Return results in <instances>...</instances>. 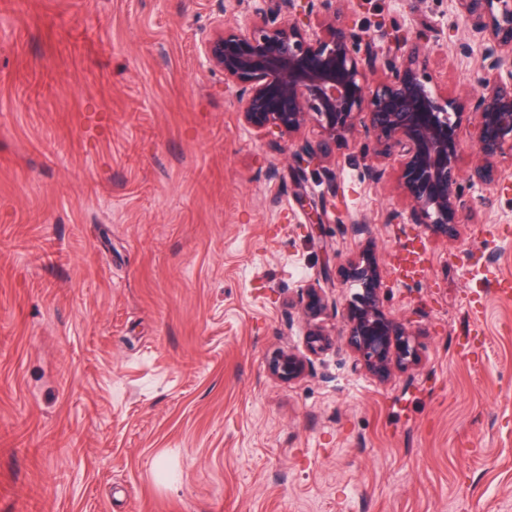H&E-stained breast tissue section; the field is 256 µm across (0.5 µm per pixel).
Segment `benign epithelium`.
<instances>
[{
  "instance_id": "benign-epithelium-1",
  "label": "benign epithelium",
  "mask_w": 512,
  "mask_h": 512,
  "mask_svg": "<svg viewBox=\"0 0 512 512\" xmlns=\"http://www.w3.org/2000/svg\"><path fill=\"white\" fill-rule=\"evenodd\" d=\"M469 32L485 44L483 70L494 75L464 97L442 94L427 71L428 51L419 39L391 38L381 57L368 36L346 26L348 0H257L247 27L224 19L201 41L202 63L224 72L238 88L242 123L262 135L288 141L294 170H336V142L363 134L376 155L402 157L401 190L411 220L449 239L469 210L459 180V128L474 129L476 160L469 182L491 184L503 175L499 158L512 153V0H456ZM383 65L385 78L372 80ZM313 142L297 140L308 125ZM343 277L361 287L346 313L347 343L355 368L380 382L419 362L413 322L387 315L378 265L351 262ZM290 308L306 327V353L280 350L268 359L277 380H298L313 360L336 345L321 317L328 298L321 288L301 289Z\"/></svg>"
}]
</instances>
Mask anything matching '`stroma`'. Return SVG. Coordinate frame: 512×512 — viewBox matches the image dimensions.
<instances>
[{
	"label": "stroma",
	"instance_id": "35a3bbf8",
	"mask_svg": "<svg viewBox=\"0 0 512 512\" xmlns=\"http://www.w3.org/2000/svg\"><path fill=\"white\" fill-rule=\"evenodd\" d=\"M222 17L246 26L247 0H0V512H512V158L453 240L411 223L398 157L364 138L297 183L200 60ZM345 21L381 50L428 27L434 78L477 90L455 0ZM413 248L426 275L396 281ZM368 254L419 325V365L384 384L346 346L340 270ZM308 285L336 346L283 383L267 360L304 352Z\"/></svg>",
	"mask_w": 512,
	"mask_h": 512
}]
</instances>
